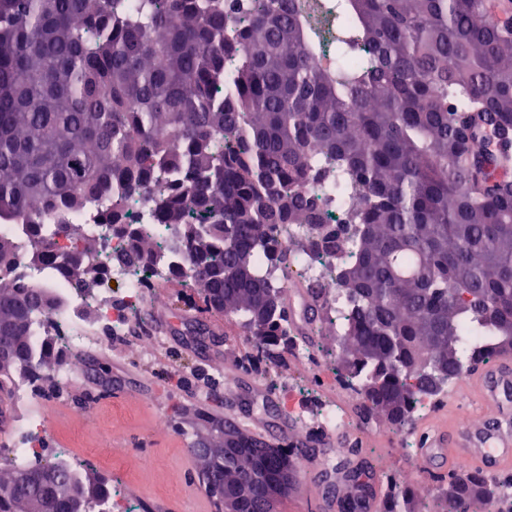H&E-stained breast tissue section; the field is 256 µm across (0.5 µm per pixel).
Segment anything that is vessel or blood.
Masks as SVG:
<instances>
[{
	"mask_svg": "<svg viewBox=\"0 0 512 512\" xmlns=\"http://www.w3.org/2000/svg\"><path fill=\"white\" fill-rule=\"evenodd\" d=\"M468 383L440 402L435 414L421 431V459L441 461L445 456L465 461L481 472L498 476L512 470V360L503 358L491 365L480 364L467 375ZM474 403L480 410L477 424L464 425L456 431L448 429L449 409L462 401ZM239 425L252 428L267 441L289 438L297 447L303 446L304 435L298 427L272 428L242 417ZM325 470L324 458H316L313 467L304 472L300 483L302 494L318 498L322 512H333L335 503L320 485Z\"/></svg>",
	"mask_w": 512,
	"mask_h": 512,
	"instance_id": "b4317fda",
	"label": "vessel or blood"
}]
</instances>
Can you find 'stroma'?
Returning a JSON list of instances; mask_svg holds the SVG:
<instances>
[{
    "mask_svg": "<svg viewBox=\"0 0 512 512\" xmlns=\"http://www.w3.org/2000/svg\"><path fill=\"white\" fill-rule=\"evenodd\" d=\"M150 300L144 318L113 336L109 351L81 352L83 370L67 386L44 384L37 392L56 407L58 458L122 487L129 512H221L190 448L214 423L241 412L271 426L292 420L313 455L329 454L318 416L331 402L350 415L351 437L387 438V447L371 443L349 455L370 465L375 484L388 489L411 470L425 496H437L434 472L418 459L416 424L396 429L357 416L356 382L335 337L292 334L267 355L176 283L153 289ZM145 457L151 468L142 467Z\"/></svg>",
    "mask_w": 512,
    "mask_h": 512,
    "instance_id": "35a3bbf8",
    "label": "stroma"
}]
</instances>
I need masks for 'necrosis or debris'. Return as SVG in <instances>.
Listing matches in <instances>:
<instances>
[{
    "mask_svg": "<svg viewBox=\"0 0 512 512\" xmlns=\"http://www.w3.org/2000/svg\"><path fill=\"white\" fill-rule=\"evenodd\" d=\"M87 230L95 236L109 238L107 250L94 257L96 263L105 265L107 273L92 293L68 286L62 276H48L45 268L30 265L21 255L16 257L10 270V279L15 285L44 286L60 294L63 307L47 319L46 324L62 336L65 346L75 354L91 345L109 346L113 334L123 331L148 305L147 291L138 275L132 268L109 259L110 253L125 249V240L109 236L107 228L99 224L88 225ZM116 281L124 284L117 299L112 296V284ZM91 306L98 309V317L93 322L83 317L84 310ZM52 416L51 407L45 406L17 422L9 433L15 463H24L36 455L41 446L48 444Z\"/></svg>",
    "mask_w": 512,
    "mask_h": 512,
    "instance_id": "1",
    "label": "necrosis or debris"
}]
</instances>
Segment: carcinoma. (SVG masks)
Returning <instances> with one entry per match:
<instances>
[{"label": "carcinoma", "mask_w": 512, "mask_h": 512, "mask_svg": "<svg viewBox=\"0 0 512 512\" xmlns=\"http://www.w3.org/2000/svg\"><path fill=\"white\" fill-rule=\"evenodd\" d=\"M512 15L490 0H0V272L19 252L91 290L84 225L60 252L34 204L95 211L156 265L158 230L193 269L170 280L268 351L288 336L291 266L337 285L314 323L359 380V409L402 428L448 382L512 350ZM25 222L17 236L6 224ZM283 224L298 234L284 242ZM51 288L0 286V386L57 364L34 335ZM289 450L198 456L208 492L260 512ZM0 473V512H98L107 487L71 464L50 484ZM336 472L338 512H360ZM512 476L451 474L425 512H494ZM404 486L382 512H413Z\"/></svg>", "instance_id": "carcinoma-1"}]
</instances>
